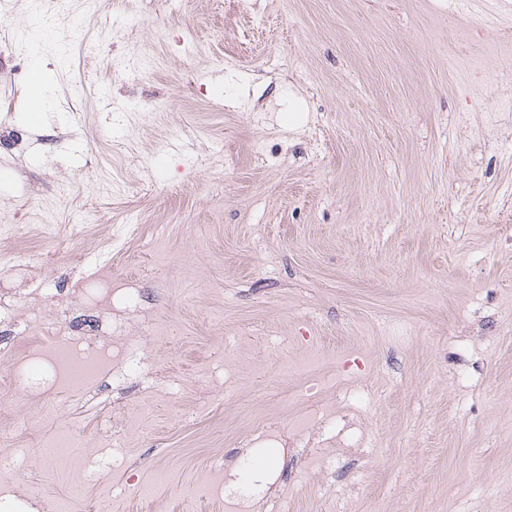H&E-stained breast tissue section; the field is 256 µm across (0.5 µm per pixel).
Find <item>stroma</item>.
<instances>
[{"label": "stroma", "instance_id": "1", "mask_svg": "<svg viewBox=\"0 0 512 512\" xmlns=\"http://www.w3.org/2000/svg\"><path fill=\"white\" fill-rule=\"evenodd\" d=\"M0 239L72 289L112 265L164 330L132 471L169 512L210 449L223 512H512V0H0ZM48 69L38 126L25 119ZM353 383L370 444L309 481L294 430ZM168 388L164 399L157 388ZM110 426L62 412L83 445Z\"/></svg>", "mask_w": 512, "mask_h": 512}]
</instances>
